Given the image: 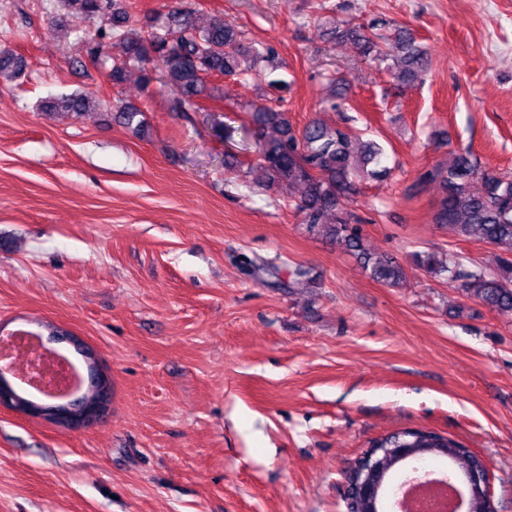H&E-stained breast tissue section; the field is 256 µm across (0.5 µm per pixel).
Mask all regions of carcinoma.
Instances as JSON below:
<instances>
[{
  "label": "carcinoma",
  "instance_id": "cac0c4a2",
  "mask_svg": "<svg viewBox=\"0 0 512 512\" xmlns=\"http://www.w3.org/2000/svg\"><path fill=\"white\" fill-rule=\"evenodd\" d=\"M85 21L112 13V27L87 39L77 28V40L85 43L88 53L102 57L109 49L118 51L107 74L115 86L126 81L130 69L140 73L144 87L154 81L159 71L166 82L182 90L177 109L182 112L199 108V99L209 96L207 80L213 76L235 77L246 81L259 63L266 70L278 69L273 46L244 41L241 32L224 26L216 18L207 27L194 25L187 12H173L164 24L151 30H136L129 24L117 0H67ZM385 35L368 30L352 20H337L333 34L358 46L361 56L372 62L387 64L398 84L423 80L429 70L427 51L412 29L391 24ZM26 68L25 60L9 52H0V76L14 77ZM330 105L342 110L347 103L344 80L328 78ZM265 102L245 103L251 121L258 165L265 172V191L274 192L292 202L302 215L301 223L310 232L329 235L342 242L346 250L362 263L369 277L389 287H398L408 279V269L388 255H374L365 246L359 218L348 208L357 194V182L384 180L390 168L383 165L384 151L372 141L364 140L351 128L328 126L311 121L301 128L293 125L287 112L272 105L276 94L287 87L286 81L267 82ZM104 105V101L85 92L75 91L41 102L50 112L80 115ZM115 119L143 127L142 110L129 105L115 108ZM420 181L435 183L440 199L434 216L437 224H447L460 237H476L499 251L497 270L463 262L458 255L443 259L434 252L413 254V266L429 276L445 280L464 296L475 299L499 313L512 315V176L486 170L476 155L467 149L451 153L448 165H436L420 175ZM481 188H473L474 183ZM396 448H415V459L446 457L465 476L478 460L458 441L433 431L406 428L389 432L372 441L355 459L347 478L355 483L371 466L382 477L376 505H382L394 474L405 461L396 456Z\"/></svg>",
  "mask_w": 512,
  "mask_h": 512
}]
</instances>
